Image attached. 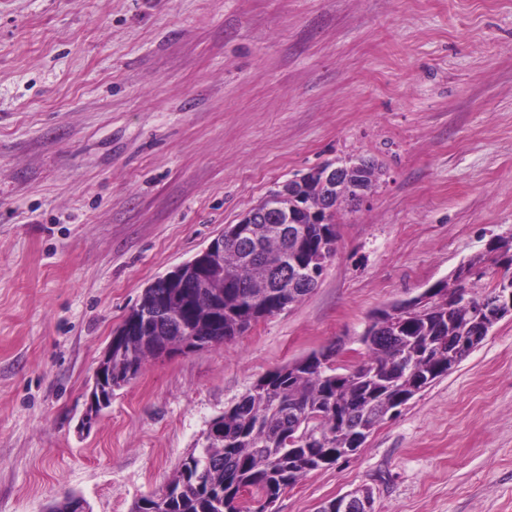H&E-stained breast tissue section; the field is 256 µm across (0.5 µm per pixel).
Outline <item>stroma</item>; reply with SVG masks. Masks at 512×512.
<instances>
[{"instance_id": "35a3bbf8", "label": "stroma", "mask_w": 512, "mask_h": 512, "mask_svg": "<svg viewBox=\"0 0 512 512\" xmlns=\"http://www.w3.org/2000/svg\"><path fill=\"white\" fill-rule=\"evenodd\" d=\"M380 170L319 284L149 362L91 431L86 388L157 276L293 176ZM512 236V0H0V512H130L255 381ZM512 512V321L286 490L316 512ZM353 492V491H352ZM347 493L336 498L333 502V511L331 512H370L372 511V501L364 494Z\"/></svg>"}]
</instances>
